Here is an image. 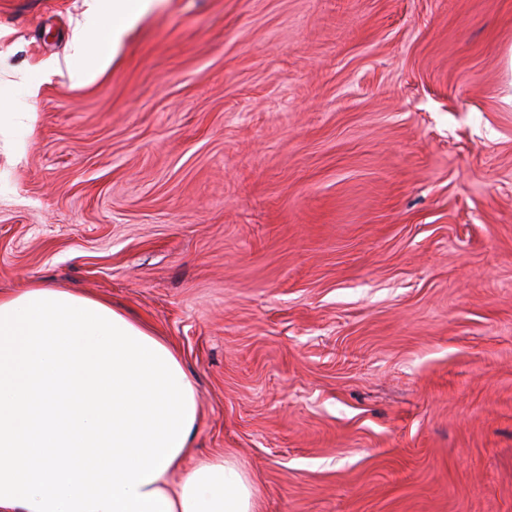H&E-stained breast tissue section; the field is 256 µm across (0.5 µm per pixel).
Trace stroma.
<instances>
[{
    "label": "stroma",
    "instance_id": "35a3bbf8",
    "mask_svg": "<svg viewBox=\"0 0 512 512\" xmlns=\"http://www.w3.org/2000/svg\"><path fill=\"white\" fill-rule=\"evenodd\" d=\"M90 4L0 0V292L144 320L258 512H512V0H153L78 83Z\"/></svg>",
    "mask_w": 512,
    "mask_h": 512
}]
</instances>
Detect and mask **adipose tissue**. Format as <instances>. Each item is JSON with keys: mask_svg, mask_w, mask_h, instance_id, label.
Masks as SVG:
<instances>
[{"mask_svg": "<svg viewBox=\"0 0 512 512\" xmlns=\"http://www.w3.org/2000/svg\"><path fill=\"white\" fill-rule=\"evenodd\" d=\"M152 0L91 8L108 64ZM200 408L175 350L102 299L0 294V512H255L232 465L195 460Z\"/></svg>", "mask_w": 512, "mask_h": 512, "instance_id": "obj_1", "label": "adipose tissue"}]
</instances>
